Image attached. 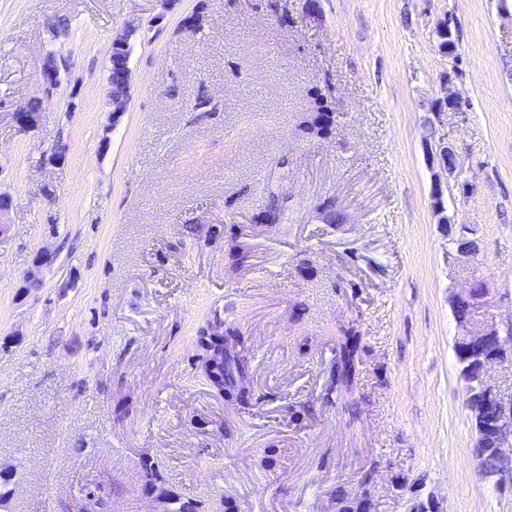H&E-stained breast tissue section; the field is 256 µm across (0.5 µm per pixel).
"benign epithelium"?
Masks as SVG:
<instances>
[{"instance_id": "benign-epithelium-1", "label": "benign epithelium", "mask_w": 512, "mask_h": 512, "mask_svg": "<svg viewBox=\"0 0 512 512\" xmlns=\"http://www.w3.org/2000/svg\"><path fill=\"white\" fill-rule=\"evenodd\" d=\"M42 101H27L12 118L18 128L29 133L39 124ZM489 289L480 281L457 295L455 306L466 308L457 314L459 333L455 350L465 381L466 406L476 432L475 454L481 475L501 477L512 471V400L504 401L489 383V371L496 365L512 361V337L504 339L495 328L479 321L477 315L489 304Z\"/></svg>"}]
</instances>
